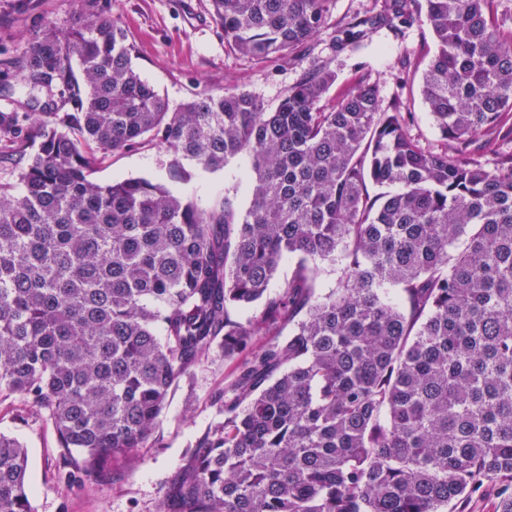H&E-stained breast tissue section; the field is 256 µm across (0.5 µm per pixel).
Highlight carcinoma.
Instances as JSON below:
<instances>
[{
    "mask_svg": "<svg viewBox=\"0 0 512 512\" xmlns=\"http://www.w3.org/2000/svg\"><path fill=\"white\" fill-rule=\"evenodd\" d=\"M329 2L211 0L225 44L256 59L314 37ZM424 2L436 51L421 91L440 153L372 83L325 107L324 68L273 111L237 90L173 112L99 0H76L74 25L34 32L7 61L27 100L0 110V154L25 160L21 192L0 184V396L53 420L67 483L111 484L220 338L240 358L224 418L161 512H445L487 485L494 512H512V153L496 169L476 158L512 138V31L496 0ZM385 15L412 19L406 0ZM371 25L353 18L341 41ZM147 141L183 178L186 163L215 173L248 158V207L235 186L202 205L92 178ZM338 258L336 288L317 293ZM252 305L254 320L231 314ZM27 466L0 434V512H35Z\"/></svg>",
    "mask_w": 512,
    "mask_h": 512,
    "instance_id": "1",
    "label": "carcinoma"
}]
</instances>
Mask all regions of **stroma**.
Masks as SVG:
<instances>
[{"instance_id":"obj_1","label":"stroma","mask_w":512,"mask_h":512,"mask_svg":"<svg viewBox=\"0 0 512 512\" xmlns=\"http://www.w3.org/2000/svg\"><path fill=\"white\" fill-rule=\"evenodd\" d=\"M384 0H333L328 20L305 45L289 56L257 60L229 49L211 14L210 0H101L103 12L128 33L136 53L133 64L171 109L197 94L243 90L276 108L290 87L309 71L322 67L335 81L322 99L332 106L358 81L375 83L385 110L402 103L405 126L422 146L443 143L421 92V74L434 51L423 0H411L410 23L374 25L360 45L343 44L336 29L353 17L378 15ZM74 0H0V59L21 55L41 27L69 26ZM247 158L232 160L223 171H192L173 177L169 158L156 146L108 157L95 174L98 181L144 178L173 193L207 202L243 179ZM237 362L225 358L214 342L201 360L176 382L146 447L116 468L112 485L69 486L61 476L58 436L52 421L19 395L0 398V434L28 451V481L35 512H159L171 480L190 465L198 439L222 418L216 395L233 378Z\"/></svg>"}]
</instances>
